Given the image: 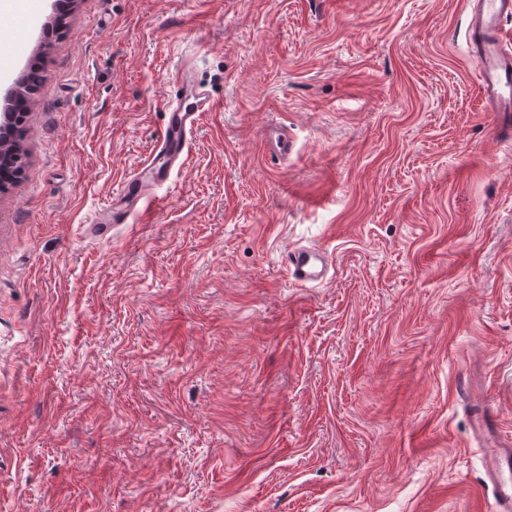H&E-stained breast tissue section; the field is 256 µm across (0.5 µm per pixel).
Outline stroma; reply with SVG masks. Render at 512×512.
<instances>
[{
	"label": "stroma",
	"mask_w": 512,
	"mask_h": 512,
	"mask_svg": "<svg viewBox=\"0 0 512 512\" xmlns=\"http://www.w3.org/2000/svg\"><path fill=\"white\" fill-rule=\"evenodd\" d=\"M53 0L0 190V512H494L512 449V115L467 0ZM189 62L212 111L103 237ZM288 131V157L268 152ZM320 248L326 281L284 251ZM489 404L487 430L474 404ZM315 262H320L318 269ZM326 261L322 254L312 250H291L287 252L285 267L296 282L306 285L311 283H322L326 275ZM487 474L493 481L497 512L512 510V451L510 448L499 451L490 460ZM505 475L508 477L505 478Z\"/></svg>",
	"instance_id": "35a3bbf8"
}]
</instances>
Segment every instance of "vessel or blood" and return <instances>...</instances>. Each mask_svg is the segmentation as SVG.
Listing matches in <instances>:
<instances>
[{"mask_svg": "<svg viewBox=\"0 0 512 512\" xmlns=\"http://www.w3.org/2000/svg\"><path fill=\"white\" fill-rule=\"evenodd\" d=\"M468 37L478 73L479 94L486 111L512 112V37L504 23L512 19V0H472ZM186 104L172 109L154 152L141 171L121 187L120 197L141 196L156 169L185 154L201 113L210 103L190 82H183ZM323 256L312 250L289 251L285 267L296 282L306 285L325 279L318 263ZM487 474L493 482L496 512H512V451H499L490 460Z\"/></svg>", "mask_w": 512, "mask_h": 512, "instance_id": "b4317fda", "label": "vessel or blood"}]
</instances>
